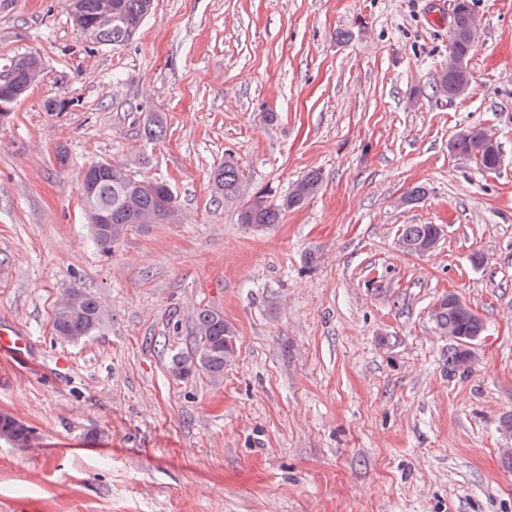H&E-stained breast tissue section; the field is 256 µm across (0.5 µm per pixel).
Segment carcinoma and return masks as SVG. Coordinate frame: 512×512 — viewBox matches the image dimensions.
Returning a JSON list of instances; mask_svg holds the SVG:
<instances>
[{
	"instance_id": "obj_1",
	"label": "carcinoma",
	"mask_w": 512,
	"mask_h": 512,
	"mask_svg": "<svg viewBox=\"0 0 512 512\" xmlns=\"http://www.w3.org/2000/svg\"><path fill=\"white\" fill-rule=\"evenodd\" d=\"M98 0H81L86 18L96 24L98 40L102 46H120L129 43L141 24L150 16L148 4L154 0H113L122 23L116 24L97 15ZM473 8L470 0H455L452 10L451 27L448 36V52L467 60L473 44L463 37ZM38 58L24 54L13 59L9 67L13 72L11 83L0 88V104L12 106L31 87L29 70ZM436 91L452 100L459 97L457 79L441 72ZM468 135L456 136L449 144L450 150L460 158L473 161L484 172L497 170L502 162L501 149H481L478 142L482 129L479 125L467 128ZM242 170L232 155L212 173L213 191L227 202L239 199ZM321 177L310 172L296 181L288 192L277 198L266 190L254 192L239 207L240 223L258 229H267L282 222L291 209L299 208L313 198L320 190ZM81 200L84 210H96L105 214L101 224L91 225L95 243L108 251L137 224L144 225L143 217L149 216L153 224H166L178 210V204L170 186L162 181L142 177L129 178L120 164L112 165L109 173H99L86 179L81 185ZM441 229L436 224H404L399 242L406 253H416L415 247L439 239ZM74 305L55 307L52 328L57 336H93L104 326L108 315L100 310L97 298L79 288L70 291ZM432 316L440 332L453 331L467 340L477 334H485L486 325L476 311H462L444 295L432 309ZM237 356L235 328L224 320V315L209 308L199 309L194 317L193 353L189 357L175 355L170 361V372L185 378L204 372L213 377L224 374V368L231 365ZM465 351L459 345L448 349V372L461 371ZM32 429L9 413H0V439L10 442L16 448H26L31 441Z\"/></svg>"
}]
</instances>
